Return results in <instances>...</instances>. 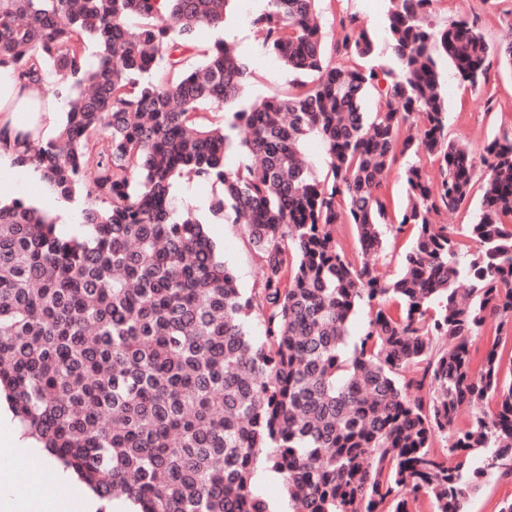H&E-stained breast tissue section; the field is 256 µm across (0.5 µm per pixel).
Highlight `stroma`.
Segmentation results:
<instances>
[{"instance_id": "stroma-1", "label": "stroma", "mask_w": 512, "mask_h": 512, "mask_svg": "<svg viewBox=\"0 0 512 512\" xmlns=\"http://www.w3.org/2000/svg\"><path fill=\"white\" fill-rule=\"evenodd\" d=\"M265 7L263 0H234L232 14L224 35L237 50L248 56L256 72L255 80L247 87L245 97L254 101L282 92L292 75L275 57L263 49L252 20ZM387 4L385 0H322L320 4L322 31L326 47L336 41L340 18L355 16L360 27L377 37H384ZM466 16L478 24L490 42H500L512 34V0H433L430 19L444 25L458 16ZM512 125V67L492 60L490 80L478 90L464 87L457 79L448 81V133L468 145L473 154H480L483 145L495 133ZM177 206L195 210L200 219L209 222V231L218 246V254L237 278L244 293L258 288L262 271L247 235L235 224H216L209 206L215 196L211 182L202 179H177L174 184ZM35 205H47L48 212L57 218V231L67 237L84 236L87 228L81 222L83 199L65 202L49 187L32 195ZM47 454H13L0 458V495L14 490H37L42 501L55 504L68 491L69 473H61L58 481L44 482L42 469L48 463Z\"/></svg>"}]
</instances>
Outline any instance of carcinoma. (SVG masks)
Returning a JSON list of instances; mask_svg holds the SVG:
<instances>
[{
  "label": "carcinoma",
  "mask_w": 512,
  "mask_h": 512,
  "mask_svg": "<svg viewBox=\"0 0 512 512\" xmlns=\"http://www.w3.org/2000/svg\"><path fill=\"white\" fill-rule=\"evenodd\" d=\"M231 2L0 0V68L69 93L58 134L18 137L15 162L84 199L89 228L63 237L34 204L0 205V395L99 499L141 512H267L250 488L261 457L292 512H413L423 497L469 512L488 471L512 478V129L483 147L475 221L436 222L470 203L476 172L448 139L444 65L479 89L490 57L512 65V42L489 43L465 17L433 25L432 0H388L382 44L340 21L338 64L321 0H267L253 25L295 78L247 103L250 63L221 35ZM202 24L220 31L208 47ZM380 73L390 81L368 112ZM208 105L219 121H200ZM311 134L328 158L320 178L301 153ZM233 147L246 161L229 171ZM396 166L407 206L395 224L383 186ZM177 176L221 187L212 214L243 226L260 292L239 290L203 223L175 206ZM338 224L355 226L357 256L336 243ZM406 229L413 245L388 279L386 233ZM360 305L368 325L348 353ZM253 313L260 344L244 330ZM479 448L486 464L471 471Z\"/></svg>",
  "instance_id": "obj_1"
}]
</instances>
